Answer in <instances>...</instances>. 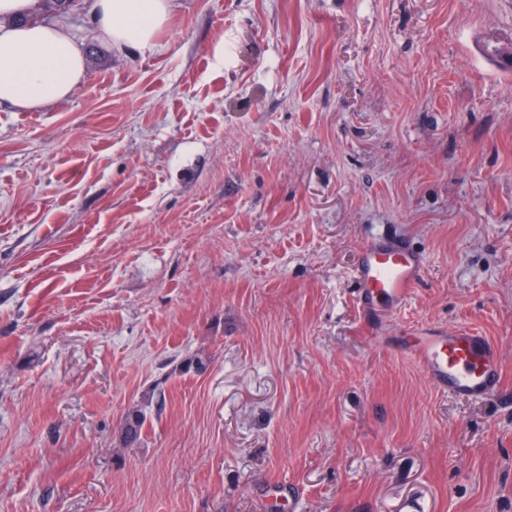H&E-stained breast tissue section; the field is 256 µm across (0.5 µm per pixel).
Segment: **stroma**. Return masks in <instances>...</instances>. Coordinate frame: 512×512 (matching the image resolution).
<instances>
[{
  "instance_id": "1",
  "label": "stroma",
  "mask_w": 512,
  "mask_h": 512,
  "mask_svg": "<svg viewBox=\"0 0 512 512\" xmlns=\"http://www.w3.org/2000/svg\"><path fill=\"white\" fill-rule=\"evenodd\" d=\"M87 2L85 82L0 106V512H512V0H177L136 56ZM375 236L425 258L394 314ZM423 270L421 253L384 236L372 238L356 268L360 305L369 312L396 311L413 294ZM414 334L412 357L439 390L478 401L499 388L501 351L481 332L463 328L448 332V336L433 330ZM147 422V414L142 407L129 410L122 427V441L126 446L136 445Z\"/></svg>"
}]
</instances>
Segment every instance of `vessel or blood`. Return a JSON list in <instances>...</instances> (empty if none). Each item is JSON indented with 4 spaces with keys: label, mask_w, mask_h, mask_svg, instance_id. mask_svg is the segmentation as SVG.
I'll list each match as a JSON object with an SVG mask.
<instances>
[{
    "label": "vessel or blood",
    "mask_w": 512,
    "mask_h": 512,
    "mask_svg": "<svg viewBox=\"0 0 512 512\" xmlns=\"http://www.w3.org/2000/svg\"><path fill=\"white\" fill-rule=\"evenodd\" d=\"M423 270L421 253L384 236L372 238L356 268L360 305L369 312L396 311L413 294ZM411 354L431 383L451 395L478 401L500 386L501 351L479 331H417Z\"/></svg>",
    "instance_id": "obj_1"
}]
</instances>
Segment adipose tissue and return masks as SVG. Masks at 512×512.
Listing matches in <instances>:
<instances>
[{"label":"adipose tissue","instance_id":"adipose-tissue-1","mask_svg":"<svg viewBox=\"0 0 512 512\" xmlns=\"http://www.w3.org/2000/svg\"><path fill=\"white\" fill-rule=\"evenodd\" d=\"M174 0H91L98 37L123 54L151 50ZM38 0H0V104L39 110L67 99L86 78L82 48L67 24L36 20Z\"/></svg>","mask_w":512,"mask_h":512}]
</instances>
